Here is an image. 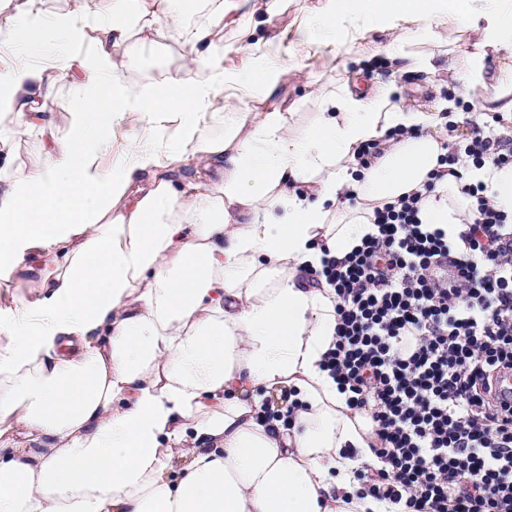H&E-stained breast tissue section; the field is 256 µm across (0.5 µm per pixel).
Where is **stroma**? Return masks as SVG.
Instances as JSON below:
<instances>
[{
  "label": "stroma",
  "instance_id": "1",
  "mask_svg": "<svg viewBox=\"0 0 512 512\" xmlns=\"http://www.w3.org/2000/svg\"><path fill=\"white\" fill-rule=\"evenodd\" d=\"M425 20L390 12L385 0H375L371 14L355 18L345 0H236L235 11L225 13L214 28L211 46L198 55L203 80L223 73L224 86L210 92L201 105L208 134L222 132L215 116L237 112H284L294 109L296 129H306L320 111V91L333 92L352 84L363 71L366 85H393L397 102L408 112H428L443 100L473 102L480 126L493 129L503 146L512 145V121L494 116L497 69L484 82L465 84L462 76L471 53L496 60L500 52L490 44L496 30L493 11L482 9L468 20L463 32L450 31L448 0H427ZM169 61L148 67V53L133 61L119 60L123 75L132 81L161 86L181 60L194 54L190 43L176 32L158 44ZM176 117L156 121L139 112H127L112 125L111 148L101 160L111 167L122 160L125 145L136 138L169 151ZM11 129L9 118L0 130ZM51 139L47 129L35 128L22 136L0 140L10 152L16 171L37 167L42 148Z\"/></svg>",
  "mask_w": 512,
  "mask_h": 512
}]
</instances>
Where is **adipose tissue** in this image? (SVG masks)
<instances>
[{
    "label": "adipose tissue",
    "mask_w": 512,
    "mask_h": 512,
    "mask_svg": "<svg viewBox=\"0 0 512 512\" xmlns=\"http://www.w3.org/2000/svg\"><path fill=\"white\" fill-rule=\"evenodd\" d=\"M4 2L17 23L0 28V44L45 60L0 74V112L18 134L57 123L64 133L39 168L0 178V272L24 269L40 288L0 336V512H399L358 495L356 469L379 465L376 437L321 367L337 299L307 273L373 233L374 207L422 189L444 117L400 111L387 88L344 89L324 96L308 130L283 112H228L210 135L196 58L160 91L116 72L117 58L137 55V34L182 29L176 0H73L52 27L37 0ZM496 12L506 55L494 101L507 117L512 5ZM87 28L91 56L69 54L70 34ZM62 66L79 76L59 116ZM128 108L158 120L178 112L176 142L222 179L180 181L181 153L162 157L136 139L126 161L103 169ZM399 127L409 136L388 144ZM368 143L379 154L362 166L354 156ZM479 182L512 210V166L488 163L438 182L424 223L459 233L471 205L462 186ZM349 188L358 203L345 213ZM283 386L299 404L291 424L261 419Z\"/></svg>",
    "instance_id": "adipose-tissue-1"
}]
</instances>
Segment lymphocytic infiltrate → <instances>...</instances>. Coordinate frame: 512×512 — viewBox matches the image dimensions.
<instances>
[{"label":"lymphocytic infiltrate","mask_w":512,"mask_h":512,"mask_svg":"<svg viewBox=\"0 0 512 512\" xmlns=\"http://www.w3.org/2000/svg\"><path fill=\"white\" fill-rule=\"evenodd\" d=\"M512 165L501 142L473 128L447 145L430 177L466 161ZM483 184L458 237L424 223L423 193L375 209L373 234L312 272L338 298L336 341L324 364L368 412L380 466L359 472L363 494L403 512H512V212Z\"/></svg>","instance_id":"1"}]
</instances>
